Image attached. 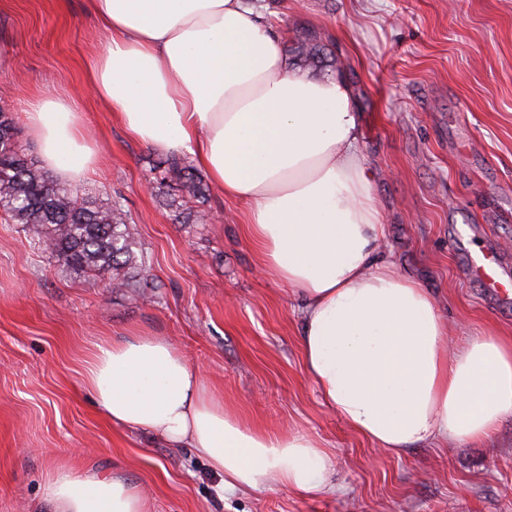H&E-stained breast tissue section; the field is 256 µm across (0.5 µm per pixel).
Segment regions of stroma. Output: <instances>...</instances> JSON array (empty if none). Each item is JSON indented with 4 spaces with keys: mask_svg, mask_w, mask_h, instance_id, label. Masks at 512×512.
<instances>
[{
    "mask_svg": "<svg viewBox=\"0 0 512 512\" xmlns=\"http://www.w3.org/2000/svg\"><path fill=\"white\" fill-rule=\"evenodd\" d=\"M292 45L317 33L362 118L385 250L433 296L453 341L512 336V312L464 274L498 253L512 271V0H248ZM105 35L89 0H0V109L18 145L29 100L73 102L98 162L76 190L120 205L146 254L143 298L77 274L0 212V512H48L57 468L120 473L147 489L152 512H512V416L487 441L375 450L323 402L304 371L296 289L263 276L238 201L210 187V220H177L147 189L161 149L132 139L87 88ZM172 342L242 423L301 433L334 455V492L282 486L226 494L190 448L105 420L81 385L97 343L132 331Z\"/></svg>",
    "mask_w": 512,
    "mask_h": 512,
    "instance_id": "35a3bbf8",
    "label": "stroma"
}]
</instances>
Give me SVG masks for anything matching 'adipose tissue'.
<instances>
[{
    "instance_id": "adipose-tissue-1",
    "label": "adipose tissue",
    "mask_w": 512,
    "mask_h": 512,
    "mask_svg": "<svg viewBox=\"0 0 512 512\" xmlns=\"http://www.w3.org/2000/svg\"><path fill=\"white\" fill-rule=\"evenodd\" d=\"M106 34L93 94L135 140L187 154L247 207L265 272L298 290L306 371L339 418L395 455L474 444L512 415V336L470 337L447 356L433 297L378 251L383 226L343 79L291 69L280 36L246 0H91ZM42 166L81 181L96 154L69 102L25 114ZM82 385L114 424L192 448L227 492L329 490L330 452L225 411L201 370L166 339L133 333L96 346ZM52 512H150L126 478L60 468Z\"/></svg>"
}]
</instances>
